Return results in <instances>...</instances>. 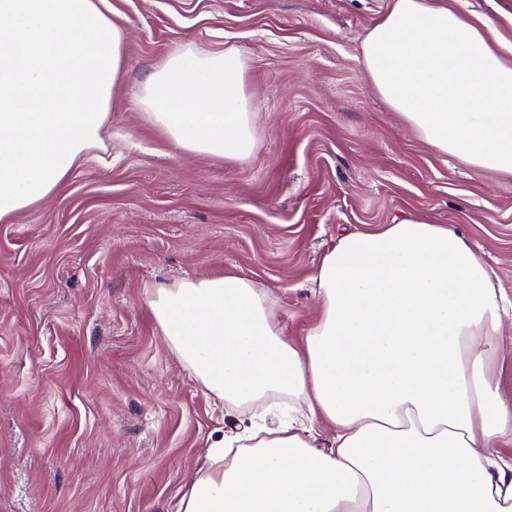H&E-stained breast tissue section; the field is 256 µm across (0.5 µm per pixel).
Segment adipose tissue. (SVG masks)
I'll list each match as a JSON object with an SVG mask.
<instances>
[{
	"label": "adipose tissue",
	"instance_id": "adipose-tissue-1",
	"mask_svg": "<svg viewBox=\"0 0 512 512\" xmlns=\"http://www.w3.org/2000/svg\"><path fill=\"white\" fill-rule=\"evenodd\" d=\"M104 0H0V221L52 198L99 141L125 64ZM366 77L440 154L512 174V43L494 22L392 0L362 46ZM182 151L241 162L258 146L247 57L186 44L142 84ZM299 341L268 292L224 274L152 289L165 342L250 428L213 439L177 512H512V403L493 376L508 303L453 226L406 218L349 233L311 276ZM290 402L266 424L277 399ZM331 430L328 450L313 429Z\"/></svg>",
	"mask_w": 512,
	"mask_h": 512
}]
</instances>
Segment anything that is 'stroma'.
Here are the masks:
<instances>
[{"instance_id":"obj_1","label":"stroma","mask_w":512,"mask_h":512,"mask_svg":"<svg viewBox=\"0 0 512 512\" xmlns=\"http://www.w3.org/2000/svg\"><path fill=\"white\" fill-rule=\"evenodd\" d=\"M437 2L512 42V0ZM106 4L127 63L101 141L56 196L0 222V512H177L211 437L249 422L169 350L151 288L252 278L296 341L341 236L421 217L465 235L512 299V174L439 154L363 71L390 0ZM189 42L248 57L245 161L185 154L142 115L139 87Z\"/></svg>"}]
</instances>
